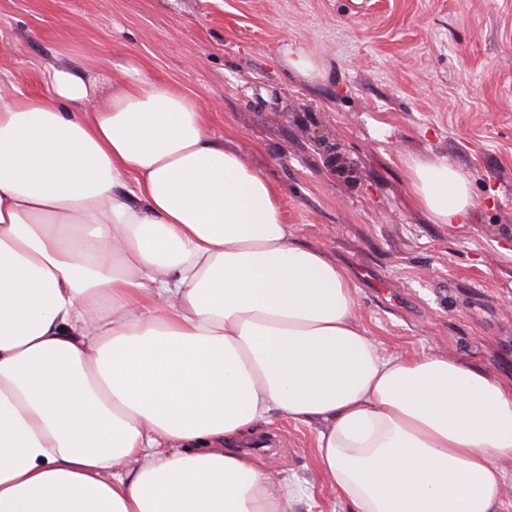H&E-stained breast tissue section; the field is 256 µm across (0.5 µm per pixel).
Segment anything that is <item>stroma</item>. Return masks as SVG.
Listing matches in <instances>:
<instances>
[{"instance_id": "1", "label": "stroma", "mask_w": 512, "mask_h": 512, "mask_svg": "<svg viewBox=\"0 0 512 512\" xmlns=\"http://www.w3.org/2000/svg\"><path fill=\"white\" fill-rule=\"evenodd\" d=\"M300 50L320 73L289 68ZM132 60L197 96L206 135L278 188L381 350L512 384V0H0L2 96L42 92L53 67ZM436 157L468 177L469 223L416 204L407 164ZM259 432L276 445L252 456L304 489L288 512H350L315 463V426L276 414Z\"/></svg>"}]
</instances>
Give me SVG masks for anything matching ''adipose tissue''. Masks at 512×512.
Returning a JSON list of instances; mask_svg holds the SVG:
<instances>
[{
    "label": "adipose tissue",
    "instance_id": "1",
    "mask_svg": "<svg viewBox=\"0 0 512 512\" xmlns=\"http://www.w3.org/2000/svg\"><path fill=\"white\" fill-rule=\"evenodd\" d=\"M0 96V512H284L297 486L239 450L280 413L351 512H498L512 386L385 354L279 192L206 136L199 100L120 66ZM437 224L469 181L408 165Z\"/></svg>",
    "mask_w": 512,
    "mask_h": 512
}]
</instances>
